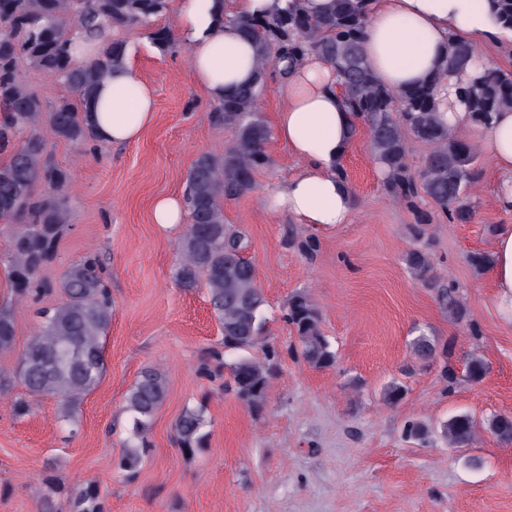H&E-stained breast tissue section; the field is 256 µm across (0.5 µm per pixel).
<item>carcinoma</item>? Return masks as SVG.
Wrapping results in <instances>:
<instances>
[{
  "label": "carcinoma",
  "mask_w": 512,
  "mask_h": 512,
  "mask_svg": "<svg viewBox=\"0 0 512 512\" xmlns=\"http://www.w3.org/2000/svg\"><path fill=\"white\" fill-rule=\"evenodd\" d=\"M170 0H0V151L10 150L0 164V220L15 224L10 229L12 262L8 279L20 299L44 290L41 269L52 256L62 227L67 222L69 176L43 159L45 144L37 126L43 112L54 133L65 141L85 145L96 141L88 103L100 81L127 62L126 44L109 40L106 50L93 61L76 65L68 51L71 33L103 38L109 29L140 25L160 47L174 43L166 26L155 27ZM371 0H332L322 14H311L304 0L261 16H226L243 36L252 41L258 62L253 83L239 87L213 108L215 117L229 127L232 143L224 156L200 155L186 178V203L191 222L178 244L181 262L175 277L192 287L199 278L212 311L222 327L224 351L237 357L224 367L230 370L224 388L250 409L261 408L277 369L278 353L266 339V299L259 288L253 264L245 257L247 235L224 223V200L255 188V174L269 163L266 145L273 130L256 102L263 91L267 68L283 64L290 72L308 54L331 65L342 89L341 101L350 115L349 140L366 131L377 163L385 169L387 191L417 206L424 193L431 206L457 223L469 222L474 202L469 187L475 179L474 144L462 133L451 131L437 116V85L444 76L474 74L457 88L458 101L469 112L472 124L488 128L492 116L512 109V73L478 63L474 47L465 40L449 45L443 71L408 88L394 90L383 84L368 64L363 40L370 20ZM502 27L512 29V0H489ZM33 68L62 79L76 94L80 105L67 99L48 107L23 80V70ZM25 139L13 147L18 135ZM430 145L431 151L416 174L407 163L409 139ZM409 266L418 277L437 289L443 308L457 321L468 310L452 283L439 284L432 276L427 253L409 252ZM58 288L62 301L38 311V332L19 358V375L29 396L58 399L65 421L74 416L84 395L97 387L106 371L101 340L112 323V297L104 283L102 262L87 255L62 275ZM286 322L293 328L305 361L316 369L336 364V351L320 330L319 310L307 295L293 294L286 305ZM15 323L11 310L0 308V351L13 347ZM264 348V360L246 355ZM421 361L435 357L429 337L421 334L411 343ZM487 373L485 361L471 357L466 377L478 383ZM166 377L154 368L141 372L126 398L137 443L120 460L126 476L136 475L149 446L146 429L167 396ZM406 386L393 381L385 386L383 400L396 406ZM485 429L503 443H512V417L493 415ZM203 412H185L175 424L179 446L186 452L200 447L205 437ZM478 422L467 413L443 424L452 448L471 443ZM75 512H105L98 487L87 486L74 501Z\"/></svg>",
  "instance_id": "carcinoma-1"
}]
</instances>
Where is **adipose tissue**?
<instances>
[{
    "label": "adipose tissue",
    "instance_id": "1",
    "mask_svg": "<svg viewBox=\"0 0 512 512\" xmlns=\"http://www.w3.org/2000/svg\"><path fill=\"white\" fill-rule=\"evenodd\" d=\"M223 9L218 0H180L177 14L194 74L216 104L256 76L254 48L235 25L221 23ZM499 32L486 0H373L363 48L373 71L398 90L436 73L452 40L478 43ZM279 93L283 104L275 134L299 167L268 192V208L301 224L348 223L354 200L338 167L348 147L350 119L333 67L308 56L283 78ZM90 109L97 141L124 145L138 140L152 122L156 102L153 91L128 66L101 82ZM482 148L500 177L495 202L510 211L512 111L494 115ZM490 271L499 314L512 323V224L495 230Z\"/></svg>",
    "mask_w": 512,
    "mask_h": 512
}]
</instances>
